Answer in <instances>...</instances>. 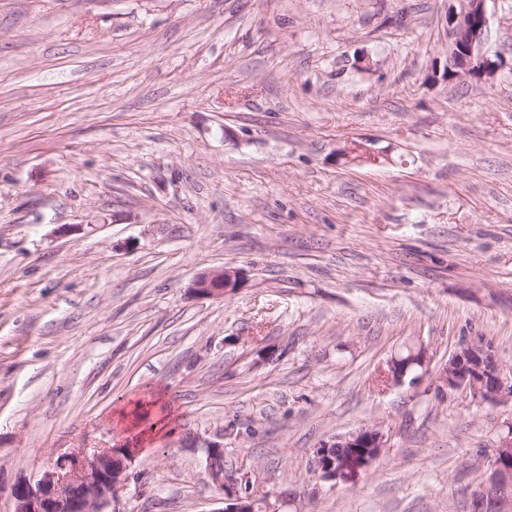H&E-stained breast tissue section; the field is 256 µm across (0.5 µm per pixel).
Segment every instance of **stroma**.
I'll use <instances>...</instances> for the list:
<instances>
[{
    "mask_svg": "<svg viewBox=\"0 0 512 512\" xmlns=\"http://www.w3.org/2000/svg\"><path fill=\"white\" fill-rule=\"evenodd\" d=\"M452 3L0 0V512L114 445L112 512H217L205 440L269 512H468L512 403L442 376L476 336L512 368V0L488 81L444 75ZM238 272L229 269L200 273L191 285L192 292L202 298H224L238 284ZM333 442H339L341 448H330L333 454H349L340 461L326 456L319 448H329L327 442H322L313 450V464L315 472L326 481L336 482L343 480L355 471L367 467L384 448L383 435L376 426L368 427L345 436L337 437ZM377 448L376 450H373ZM347 477V479H348Z\"/></svg>",
    "mask_w": 512,
    "mask_h": 512,
    "instance_id": "1",
    "label": "stroma"
}]
</instances>
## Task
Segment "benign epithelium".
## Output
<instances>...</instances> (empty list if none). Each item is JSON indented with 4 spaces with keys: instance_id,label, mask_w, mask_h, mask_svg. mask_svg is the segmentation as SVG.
<instances>
[{
    "instance_id": "obj_1",
    "label": "benign epithelium",
    "mask_w": 512,
    "mask_h": 512,
    "mask_svg": "<svg viewBox=\"0 0 512 512\" xmlns=\"http://www.w3.org/2000/svg\"><path fill=\"white\" fill-rule=\"evenodd\" d=\"M487 0H459V7L448 12V36L451 50L447 74L456 78L488 79L499 70L502 59L483 51L488 36ZM238 284V272L229 269L200 273L191 285L202 298L222 299ZM450 389L465 387L473 396L494 403L512 402V371L497 361L492 345L484 337H474L449 359L443 377ZM349 454L337 461L320 449L313 450L315 472L326 481L343 480L367 467L384 447L383 435L376 426L336 438ZM205 472L214 487L222 492L223 507L216 512H247L242 497L241 479L224 470L208 466L213 456L224 455V443H202ZM132 451L128 448H80L64 453L34 481L22 480L11 488L14 512H106L119 488L129 481ZM512 424L500 445L487 456L480 485L474 493L497 494L501 502H511Z\"/></svg>"
}]
</instances>
